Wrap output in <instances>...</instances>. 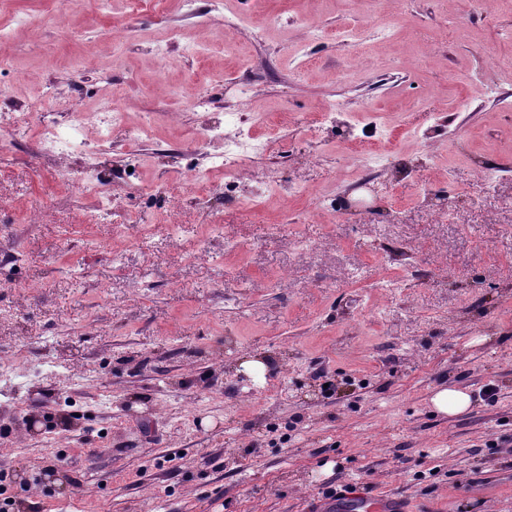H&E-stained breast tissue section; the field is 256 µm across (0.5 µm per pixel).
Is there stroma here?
<instances>
[{
    "label": "stroma",
    "instance_id": "stroma-1",
    "mask_svg": "<svg viewBox=\"0 0 512 512\" xmlns=\"http://www.w3.org/2000/svg\"><path fill=\"white\" fill-rule=\"evenodd\" d=\"M227 9L244 24L0 0V113L127 114L109 154L61 165L33 121L0 131L10 512H314L352 483L409 512H512V0ZM245 111L265 152L196 193L221 149L198 130ZM448 386L466 412L434 411ZM430 402L438 413L455 416L470 408L471 396L454 387L441 388L432 395Z\"/></svg>",
    "mask_w": 512,
    "mask_h": 512
}]
</instances>
